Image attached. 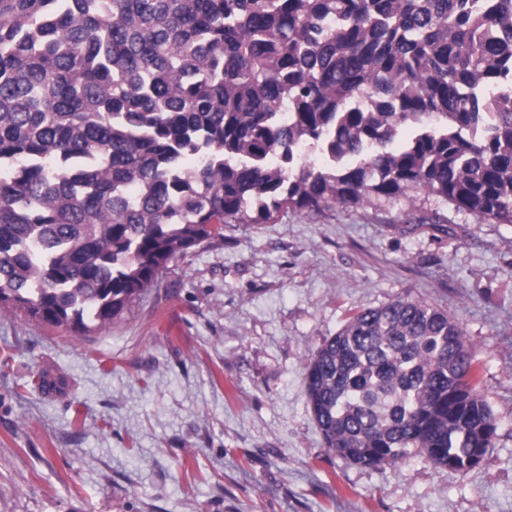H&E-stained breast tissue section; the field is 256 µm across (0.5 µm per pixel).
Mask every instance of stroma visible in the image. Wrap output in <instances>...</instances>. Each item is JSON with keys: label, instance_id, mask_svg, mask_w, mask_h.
I'll use <instances>...</instances> for the list:
<instances>
[{"label": "stroma", "instance_id": "obj_1", "mask_svg": "<svg viewBox=\"0 0 512 512\" xmlns=\"http://www.w3.org/2000/svg\"><path fill=\"white\" fill-rule=\"evenodd\" d=\"M400 297L475 352L498 428L468 474L348 463L309 413L311 353ZM0 512H512V224L421 193L286 208L225 225L85 335L1 315Z\"/></svg>", "mask_w": 512, "mask_h": 512}]
</instances>
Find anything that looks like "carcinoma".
Masks as SVG:
<instances>
[{
    "instance_id": "cac0c4a2",
    "label": "carcinoma",
    "mask_w": 512,
    "mask_h": 512,
    "mask_svg": "<svg viewBox=\"0 0 512 512\" xmlns=\"http://www.w3.org/2000/svg\"><path fill=\"white\" fill-rule=\"evenodd\" d=\"M419 192L512 224V0H0L1 315L85 334L224 224ZM304 382L351 464L466 474L494 447L425 301L354 314Z\"/></svg>"
}]
</instances>
